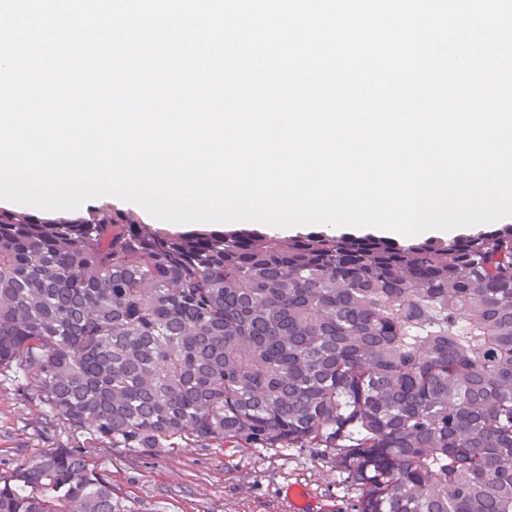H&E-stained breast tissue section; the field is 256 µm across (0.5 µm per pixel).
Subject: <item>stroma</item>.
<instances>
[{"label": "stroma", "mask_w": 512, "mask_h": 512, "mask_svg": "<svg viewBox=\"0 0 512 512\" xmlns=\"http://www.w3.org/2000/svg\"><path fill=\"white\" fill-rule=\"evenodd\" d=\"M75 447L108 475L127 512H286L292 487L315 498L317 512H355L351 490L321 449L105 448L58 422L29 388L0 377V472L31 464L48 449Z\"/></svg>", "instance_id": "stroma-1"}]
</instances>
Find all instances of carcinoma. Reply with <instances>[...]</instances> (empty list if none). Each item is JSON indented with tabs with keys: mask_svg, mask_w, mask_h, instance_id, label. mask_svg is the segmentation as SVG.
Listing matches in <instances>:
<instances>
[{
	"mask_svg": "<svg viewBox=\"0 0 512 512\" xmlns=\"http://www.w3.org/2000/svg\"><path fill=\"white\" fill-rule=\"evenodd\" d=\"M110 448H322L356 512H512V225L172 235L0 210V373ZM0 512H125L77 448Z\"/></svg>",
	"mask_w": 512,
	"mask_h": 512,
	"instance_id": "obj_1",
	"label": "carcinoma"
}]
</instances>
